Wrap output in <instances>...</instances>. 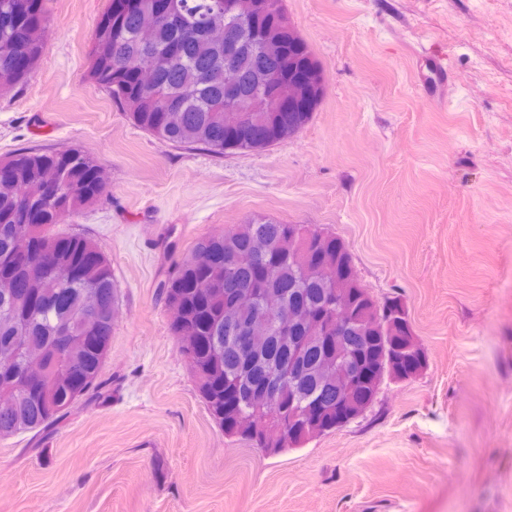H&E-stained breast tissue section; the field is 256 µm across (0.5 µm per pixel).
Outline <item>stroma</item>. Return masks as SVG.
Segmentation results:
<instances>
[{"label": "stroma", "instance_id": "35a3bbf8", "mask_svg": "<svg viewBox=\"0 0 512 512\" xmlns=\"http://www.w3.org/2000/svg\"><path fill=\"white\" fill-rule=\"evenodd\" d=\"M110 0H46L37 68L0 92V159L81 150L108 193L67 224L112 263L101 378L51 433L0 438V512H512V0H284L325 93L304 130L216 156L87 81ZM458 74L442 102L418 70ZM257 217L336 236L426 354L348 425L269 455L225 438L159 284Z\"/></svg>", "mask_w": 512, "mask_h": 512}]
</instances>
